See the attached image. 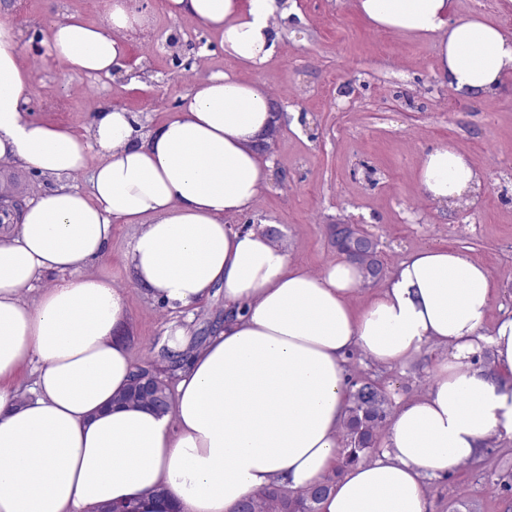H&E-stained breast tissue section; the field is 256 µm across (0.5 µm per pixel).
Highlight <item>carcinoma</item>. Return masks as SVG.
Instances as JSON below:
<instances>
[{"instance_id": "obj_1", "label": "carcinoma", "mask_w": 512, "mask_h": 512, "mask_svg": "<svg viewBox=\"0 0 512 512\" xmlns=\"http://www.w3.org/2000/svg\"><path fill=\"white\" fill-rule=\"evenodd\" d=\"M171 393L167 383L156 380L152 393L145 395L137 388L131 389L124 401L132 404L148 402H170ZM388 402L382 390L367 380L355 386L348 408L349 448L343 464L360 460L361 455L375 447L377 433L387 418ZM327 487L295 496L283 489H268L240 504L242 512H318L317 504Z\"/></svg>"}]
</instances>
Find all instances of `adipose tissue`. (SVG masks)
I'll use <instances>...</instances> for the list:
<instances>
[{
    "label": "adipose tissue",
    "instance_id": "adipose-tissue-1",
    "mask_svg": "<svg viewBox=\"0 0 512 512\" xmlns=\"http://www.w3.org/2000/svg\"><path fill=\"white\" fill-rule=\"evenodd\" d=\"M351 6L376 29L434 39L454 97L512 81V32L453 17L452 0ZM166 11L216 33L254 70L276 53L296 0H167ZM150 24L138 0H106L99 24L54 20L42 43L71 71L139 86L127 37ZM23 37L0 4V163L42 182L0 225V512H109L129 501L137 512H235L269 487L325 483L318 512H428L430 478L512 438V315L487 322L489 268L423 247L355 307L358 264L314 271L293 262L271 225L234 223L274 179L263 143L285 118L264 85L211 74L154 126L100 104L79 136L30 113ZM82 172L84 189L70 182ZM417 183L423 200L445 206L473 203L483 181L441 144L422 156ZM116 224L137 228L127 280L162 309L193 313L224 292V324L205 343L190 324L166 326L179 367L163 415L116 402L136 371L107 259ZM427 346L441 352L432 388L398 404L380 453L343 465L349 356L403 365ZM30 363L25 388L18 375Z\"/></svg>",
    "mask_w": 512,
    "mask_h": 512
}]
</instances>
